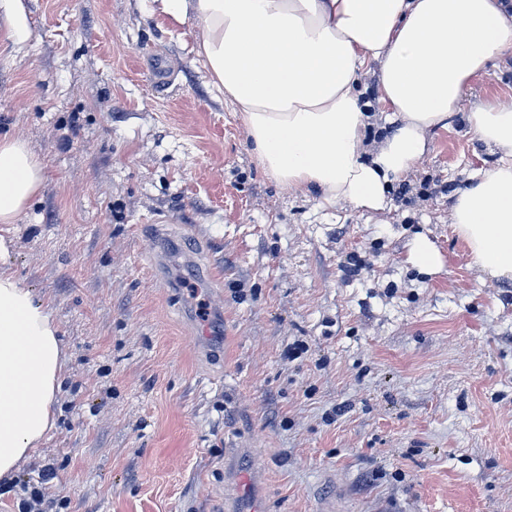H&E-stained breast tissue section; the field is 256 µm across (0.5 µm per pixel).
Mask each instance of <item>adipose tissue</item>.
<instances>
[{"mask_svg": "<svg viewBox=\"0 0 512 512\" xmlns=\"http://www.w3.org/2000/svg\"><path fill=\"white\" fill-rule=\"evenodd\" d=\"M159 23L190 25L195 55L239 112L258 163L322 206L382 212L390 189L464 114L496 165L455 194L454 232L491 279L512 282V108L471 100L487 62L512 54L504 0H152ZM375 67L389 133L367 145L357 75ZM44 169L0 136V229L40 193ZM0 233V482L15 478L56 423L65 353L47 306L9 264Z\"/></svg>", "mask_w": 512, "mask_h": 512, "instance_id": "obj_1", "label": "adipose tissue"}]
</instances>
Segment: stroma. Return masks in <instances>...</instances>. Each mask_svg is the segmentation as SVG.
Returning a JSON list of instances; mask_svg holds the SVG:
<instances>
[{
    "label": "stroma",
    "mask_w": 512,
    "mask_h": 512,
    "mask_svg": "<svg viewBox=\"0 0 512 512\" xmlns=\"http://www.w3.org/2000/svg\"><path fill=\"white\" fill-rule=\"evenodd\" d=\"M23 3L0 131L45 181L9 263L66 362L0 512L47 467L43 512H228L225 465L256 457L264 512H512V282L452 226L455 190L498 156L463 116L390 210L324 208L265 173L191 29L151 0ZM473 91L512 107V56ZM418 236L438 270L409 262Z\"/></svg>",
    "instance_id": "obj_1"
}]
</instances>
